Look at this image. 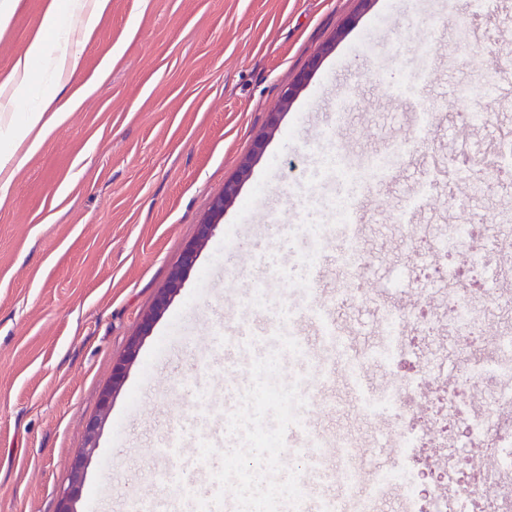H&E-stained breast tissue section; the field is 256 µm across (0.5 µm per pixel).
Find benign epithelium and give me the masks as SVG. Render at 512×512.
Returning <instances> with one entry per match:
<instances>
[{"mask_svg": "<svg viewBox=\"0 0 512 512\" xmlns=\"http://www.w3.org/2000/svg\"><path fill=\"white\" fill-rule=\"evenodd\" d=\"M251 164L252 158H246L239 167L238 177L226 182L224 192L213 199L209 215L199 224L197 238L185 247L180 262L170 274L167 287L158 294L152 311L144 315L139 335L128 342L123 357L114 365L112 388L102 393L99 414L87 423L85 447L71 464L68 485L59 495L56 512H76L75 504L82 492L84 472L97 448V439L109 413L113 392L120 386L128 366L137 359L142 337L150 332L155 318L168 307L171 299L179 292L184 274L197 261L199 248L212 236L215 224L223 218L224 209L237 198L240 180L248 176Z\"/></svg>", "mask_w": 512, "mask_h": 512, "instance_id": "benign-epithelium-1", "label": "benign epithelium"}]
</instances>
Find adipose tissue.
I'll list each match as a JSON object with an SVG mask.
<instances>
[{
	"label": "adipose tissue",
	"instance_id": "1",
	"mask_svg": "<svg viewBox=\"0 0 512 512\" xmlns=\"http://www.w3.org/2000/svg\"><path fill=\"white\" fill-rule=\"evenodd\" d=\"M64 11L62 0H49L39 34L18 57L8 79L0 83V111L21 114L20 120L11 118L5 123L12 136V148L26 157L38 152L47 135L67 118L66 112L56 108L55 98L51 95L43 96L36 107L22 111L17 108L32 85L34 64L44 53L43 35L59 28Z\"/></svg>",
	"mask_w": 512,
	"mask_h": 512
}]
</instances>
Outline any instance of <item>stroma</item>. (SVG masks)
<instances>
[{"label":"stroma","instance_id":"obj_1","mask_svg":"<svg viewBox=\"0 0 512 512\" xmlns=\"http://www.w3.org/2000/svg\"><path fill=\"white\" fill-rule=\"evenodd\" d=\"M46 3L13 0L11 23L0 29V81ZM509 14L512 0H491L478 15L461 0H372L366 8L360 0H110L92 30L69 14L46 33L30 97L56 92L69 117L17 169L0 204V512H56L108 388L112 406L77 510L117 512L154 492L155 452L174 421L193 417L192 387L236 381L215 367L200 372L197 352L231 341L243 323L261 326L264 314L242 305L250 287L263 282L266 262L292 268L307 250L289 245L288 225L309 217L327 243L343 238L323 204L343 189L326 165L339 151L358 167L367 154L419 140L375 190L379 219L361 229L373 263L364 287L374 293L399 279L402 305L427 299L441 320L422 349L456 379L443 318L448 289L413 277L415 244L389 227L425 185L417 223L447 215L449 154H474L487 142L485 129L458 126L455 91L484 100L493 125L512 129V103L486 97L477 80L512 51ZM463 29L476 36L464 60L454 50ZM73 48L79 68L58 74L56 60ZM300 77L303 87L283 103ZM92 83L97 91L84 95ZM343 102L344 127L324 133ZM272 112L280 115L274 131ZM249 156L237 199L113 387V365ZM337 327L368 347L385 344L372 302L340 311ZM331 395L335 413L309 407L312 427L325 436L359 427L344 376Z\"/></svg>","mask_w":512,"mask_h":512}]
</instances>
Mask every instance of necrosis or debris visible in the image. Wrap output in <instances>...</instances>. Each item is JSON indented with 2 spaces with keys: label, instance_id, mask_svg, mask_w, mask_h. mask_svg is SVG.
<instances>
[{
  "label": "necrosis or debris",
  "instance_id": "necrosis-or-debris-1",
  "mask_svg": "<svg viewBox=\"0 0 512 512\" xmlns=\"http://www.w3.org/2000/svg\"><path fill=\"white\" fill-rule=\"evenodd\" d=\"M494 222L499 228L490 242H482L473 224L465 220L449 224L447 231L426 225L416 233L414 225L401 224L400 235L417 234L418 255L414 269L419 278L456 284L471 276L480 291L475 299L448 301V331L456 336H480L484 353L464 359L459 382L443 386L435 416L416 418L414 409L425 395L430 364L400 378L395 389L377 396L359 395L358 415L366 423L386 421L369 443H361L351 432H339L323 439L307 421L297 426L307 438L298 449L297 469L305 471L310 449L332 447L337 462L336 476L348 491L352 512H383L389 498H396L397 512H512V323L488 331L485 310L494 307L512 314V294L490 291L489 274L512 267V210L498 211ZM289 241L304 239L312 249L302 256L296 285L308 298V310L330 306H359L363 301L361 284L372 266L360 247L357 235H350L340 248L341 284L334 295L323 298L311 277L323 251V227L319 224H292ZM379 323L387 338V349L379 353L364 349L356 358L357 369L393 370L394 366L417 357V337L430 335L435 323L431 311L378 302ZM467 445L481 448L492 461L473 478H466L465 459L454 445L457 437ZM435 477L423 484L418 466L422 450ZM386 458L384 467L365 475L358 459L364 454Z\"/></svg>",
  "mask_w": 512,
  "mask_h": 512
}]
</instances>
